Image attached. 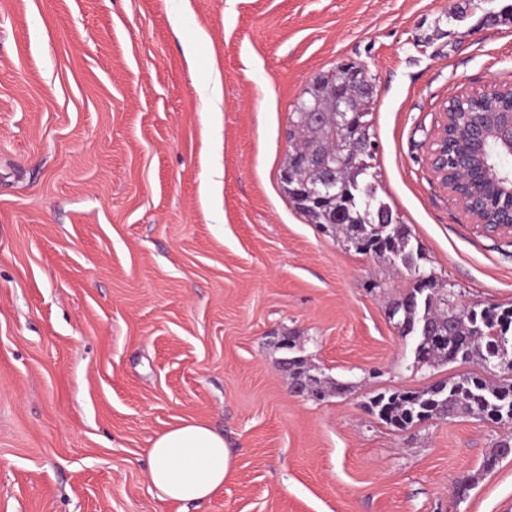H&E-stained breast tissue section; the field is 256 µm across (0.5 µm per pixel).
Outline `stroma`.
Wrapping results in <instances>:
<instances>
[{
	"label": "stroma",
	"instance_id": "35a3bbf8",
	"mask_svg": "<svg viewBox=\"0 0 512 512\" xmlns=\"http://www.w3.org/2000/svg\"><path fill=\"white\" fill-rule=\"evenodd\" d=\"M340 62L421 267L512 306V238L427 160L446 101L512 86V0H0V512H512V455L484 467L512 422L364 407L465 368L416 363L406 269L282 189L292 107ZM284 336L348 391L295 395ZM185 420L231 456L198 505L149 491Z\"/></svg>",
	"mask_w": 512,
	"mask_h": 512
}]
</instances>
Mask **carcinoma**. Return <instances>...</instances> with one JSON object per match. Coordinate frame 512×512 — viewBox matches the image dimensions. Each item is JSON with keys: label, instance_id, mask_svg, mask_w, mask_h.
<instances>
[{"label": "carcinoma", "instance_id": "1", "mask_svg": "<svg viewBox=\"0 0 512 512\" xmlns=\"http://www.w3.org/2000/svg\"><path fill=\"white\" fill-rule=\"evenodd\" d=\"M350 84L357 93L347 107L354 126L343 128V136L333 140L325 125L312 124L311 114L294 105L293 131L302 149L314 146L332 158L327 166L293 169L301 185L317 190L325 179L335 183L334 196L322 202L295 201L293 206L313 224L343 226L348 241L360 252L385 251L390 263H398L414 277V285L389 307V319L404 336L416 338L415 362L426 364L472 362L478 352L484 360L494 359L506 345L512 370V307L486 306L481 309L454 303V293L436 282L421 283L425 270L420 255L413 252L408 229L399 223L391 207L377 196L376 175L370 172L376 151L371 121L367 120L373 83L365 70L350 64ZM329 78H322L307 89L309 103L318 105L331 99ZM512 105L507 96L490 92L454 100L460 121L480 109L506 110ZM368 410L390 427L403 431L433 419L464 414L491 423L512 422V379L492 382L478 371L437 381L415 391L380 392L369 399Z\"/></svg>", "mask_w": 512, "mask_h": 512}]
</instances>
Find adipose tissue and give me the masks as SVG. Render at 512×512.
<instances>
[{
  "label": "adipose tissue",
  "mask_w": 512,
  "mask_h": 512,
  "mask_svg": "<svg viewBox=\"0 0 512 512\" xmlns=\"http://www.w3.org/2000/svg\"><path fill=\"white\" fill-rule=\"evenodd\" d=\"M149 480L157 498L202 502L224 489L230 452L221 435L190 420L158 434L148 450Z\"/></svg>",
  "instance_id": "ef3b65f1"
}]
</instances>
